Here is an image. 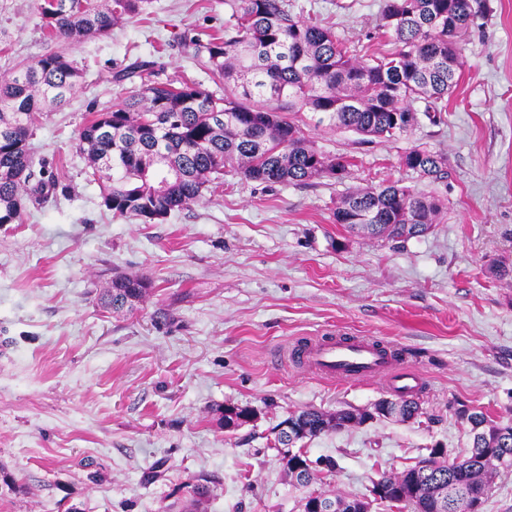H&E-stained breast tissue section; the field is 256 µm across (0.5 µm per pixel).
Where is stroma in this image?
<instances>
[{
    "instance_id": "obj_1",
    "label": "stroma",
    "mask_w": 512,
    "mask_h": 512,
    "mask_svg": "<svg viewBox=\"0 0 512 512\" xmlns=\"http://www.w3.org/2000/svg\"><path fill=\"white\" fill-rule=\"evenodd\" d=\"M303 19L382 50L384 0H291ZM461 43L464 61L446 112L420 115L398 139L366 140L316 114L288 119L300 136L349 164L342 182H224L162 222L113 215L85 175L77 133L91 109L130 91L113 74L158 61L160 80L191 79L223 94L185 44L224 30V0H148L101 40L63 43L84 65L81 89L38 116L30 140L62 193L0 224V512H169L209 478L205 512H302L276 437L292 413L372 412L379 382L329 383L273 355L336 332L392 345L418 370L419 417L372 419L301 443L315 487L366 497L380 474L428 448L470 446L457 409L512 419V0ZM49 45L35 0H0V75ZM421 146L444 154L435 182L406 168ZM396 181L444 200L433 232L365 238L336 224L348 188ZM118 276L150 288L131 312L100 293ZM252 418L228 430L220 409Z\"/></svg>"
}]
</instances>
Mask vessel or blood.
Returning <instances> with one entry per match:
<instances>
[{"label": "vessel or blood", "instance_id": "b4317fda", "mask_svg": "<svg viewBox=\"0 0 512 512\" xmlns=\"http://www.w3.org/2000/svg\"><path fill=\"white\" fill-rule=\"evenodd\" d=\"M290 359L302 371L328 382L382 379L400 392L416 391L421 380L397 368L393 351L378 347L364 336L337 335L305 343Z\"/></svg>", "mask_w": 512, "mask_h": 512}]
</instances>
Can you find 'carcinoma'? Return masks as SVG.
Here are the masks:
<instances>
[{"instance_id": "1", "label": "carcinoma", "mask_w": 512, "mask_h": 512, "mask_svg": "<svg viewBox=\"0 0 512 512\" xmlns=\"http://www.w3.org/2000/svg\"><path fill=\"white\" fill-rule=\"evenodd\" d=\"M47 40L103 39L126 18L142 13L145 0H36ZM224 34L186 39L215 82L217 97L192 80L158 81L154 60H140L115 72L118 82L140 81V89L92 112L77 134L87 176L97 184L103 205L115 215L145 223L166 219L200 198L221 180L228 164L247 181L304 184L314 179L341 181L348 164L332 159L299 135L287 112L322 114L338 127L369 138L395 140L413 124L404 116L438 111L458 85L463 58L459 45L485 19L487 0H386L377 20L397 48L357 56L331 26L317 25L291 12L288 0H224ZM84 69L65 51L49 49L30 64L14 66L0 80V224L22 223L25 201L39 202L55 183L36 178L28 141L36 116L64 105L82 85ZM403 164L433 181L447 175V158L420 146ZM443 203L411 192L396 182L350 189L336 207V223L374 238L397 241L425 235ZM149 282L118 277L101 300L114 310L132 309ZM388 416L402 421L420 415L411 396L383 399ZM469 426L470 451L449 462L442 450L399 474L374 481L380 502L408 512H481L494 478L512 470V420L482 411H457ZM370 412L350 409L328 414L306 409L290 416L293 443L360 423ZM288 476L308 487L314 472L305 452L287 458ZM211 496L197 483L185 510L199 512ZM335 512H371L373 503L311 491V498Z\"/></svg>"}]
</instances>
